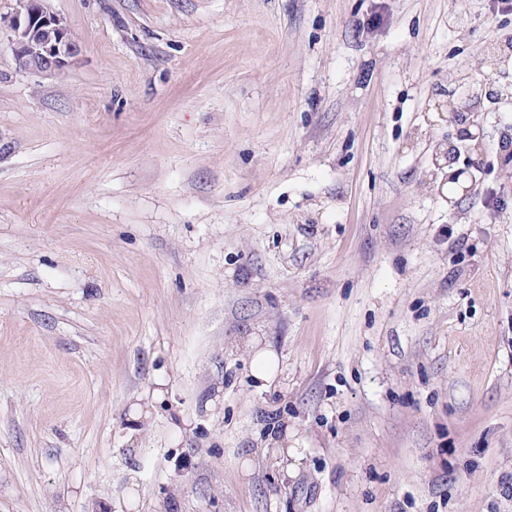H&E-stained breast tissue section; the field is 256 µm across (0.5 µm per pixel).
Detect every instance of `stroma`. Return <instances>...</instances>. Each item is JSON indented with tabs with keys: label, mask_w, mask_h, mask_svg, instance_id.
<instances>
[{
	"label": "stroma",
	"mask_w": 512,
	"mask_h": 512,
	"mask_svg": "<svg viewBox=\"0 0 512 512\" xmlns=\"http://www.w3.org/2000/svg\"><path fill=\"white\" fill-rule=\"evenodd\" d=\"M47 6L65 75L0 31V512H512V103L471 195L435 160L512 12ZM251 349L250 377L259 390H267L273 384L279 367V358L271 347L261 346L257 340L247 343Z\"/></svg>",
	"instance_id": "35a3bbf8"
}]
</instances>
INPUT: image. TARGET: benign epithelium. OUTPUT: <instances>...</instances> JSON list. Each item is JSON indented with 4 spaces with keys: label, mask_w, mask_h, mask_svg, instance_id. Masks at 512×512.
I'll use <instances>...</instances> for the list:
<instances>
[{
    "label": "benign epithelium",
    "mask_w": 512,
    "mask_h": 512,
    "mask_svg": "<svg viewBox=\"0 0 512 512\" xmlns=\"http://www.w3.org/2000/svg\"><path fill=\"white\" fill-rule=\"evenodd\" d=\"M7 27L13 33V54L18 69L22 72H37L46 76H61L75 63L81 52L78 40L66 22L47 7V0H20L14 12L7 18ZM497 79L482 71L463 86L457 99L448 103V111L456 126L457 142L448 143L443 153L450 169L446 182L452 184L448 194H469L475 181L473 170L478 168V159L471 158L462 167L458 166L461 142L479 155L482 153L485 130L474 119L469 105L493 95L492 86Z\"/></svg>",
    "instance_id": "7a95c632"
}]
</instances>
